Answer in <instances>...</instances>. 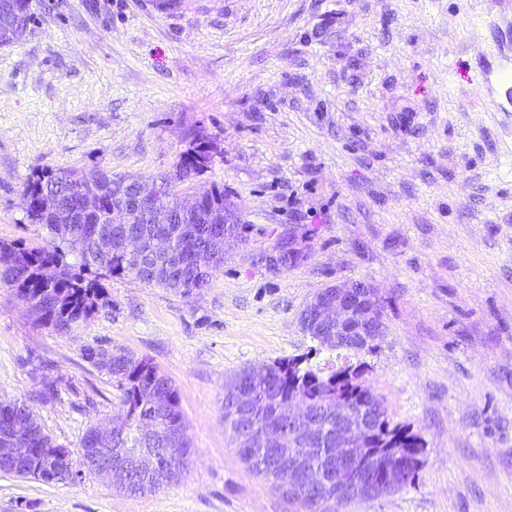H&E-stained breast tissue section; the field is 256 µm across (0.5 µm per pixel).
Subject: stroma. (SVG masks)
<instances>
[{
    "instance_id": "1",
    "label": "stroma",
    "mask_w": 512,
    "mask_h": 512,
    "mask_svg": "<svg viewBox=\"0 0 512 512\" xmlns=\"http://www.w3.org/2000/svg\"><path fill=\"white\" fill-rule=\"evenodd\" d=\"M0 47V241L38 244L22 190L43 166L152 176L189 133L217 148L244 241L193 294L127 277L69 334L0 285V396L55 444L121 411L84 350L121 348L173 384L192 444L180 482L141 498L86 473L0 472V512H306L246 467L224 384L288 359L364 363L393 422L425 444L399 492L340 512H512V127L478 94L475 57L504 0H32ZM293 238L286 270L266 257ZM371 284L372 353L320 348L299 314L320 289ZM30 0H0V8L13 10L16 15V26L10 30H0V46L18 43L25 35L33 21Z\"/></svg>"
}]
</instances>
